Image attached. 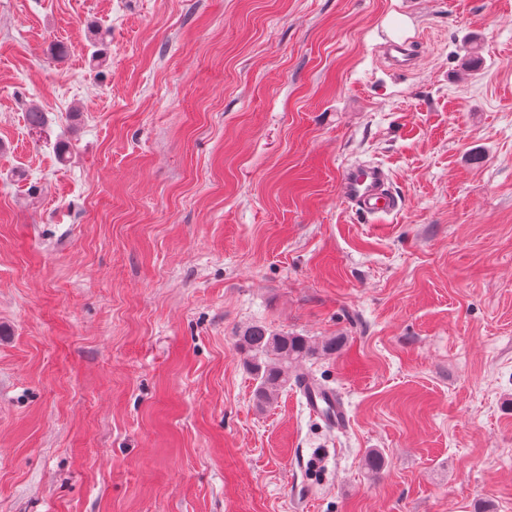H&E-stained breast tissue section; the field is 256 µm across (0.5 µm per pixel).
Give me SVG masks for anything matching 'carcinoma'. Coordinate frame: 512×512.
I'll use <instances>...</instances> for the list:
<instances>
[{"label":"carcinoma","instance_id":"1","mask_svg":"<svg viewBox=\"0 0 512 512\" xmlns=\"http://www.w3.org/2000/svg\"><path fill=\"white\" fill-rule=\"evenodd\" d=\"M236 342L247 355L248 366L257 382L254 400L260 409L277 402L280 392L293 377L298 362L320 353L334 355L342 348V340L338 337L314 346L302 336H290L260 324L242 327Z\"/></svg>","mask_w":512,"mask_h":512}]
</instances>
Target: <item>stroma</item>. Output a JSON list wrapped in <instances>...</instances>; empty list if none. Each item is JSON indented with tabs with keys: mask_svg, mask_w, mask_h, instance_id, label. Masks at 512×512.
Instances as JSON below:
<instances>
[{
	"mask_svg": "<svg viewBox=\"0 0 512 512\" xmlns=\"http://www.w3.org/2000/svg\"><path fill=\"white\" fill-rule=\"evenodd\" d=\"M0 512H512V0H0ZM385 53L394 68L407 70L414 64V55L407 40L386 42ZM342 199L355 211L366 215L393 214L401 201L386 184L383 170L373 165L346 169L340 178ZM236 337L238 348L248 357L257 382L256 406L264 409L277 402L280 392L293 377L296 364L317 354L334 355L342 348L341 338L332 337L314 346L302 336L276 332L260 324L242 327ZM301 388L306 405L313 414L336 426V428H343L348 424L342 402L336 393L309 381H303Z\"/></svg>",
	"mask_w": 512,
	"mask_h": 512,
	"instance_id": "35a3bbf8",
	"label": "stroma"
}]
</instances>
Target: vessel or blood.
Segmentation results:
<instances>
[{
  "instance_id": "1",
  "label": "vessel or blood",
  "mask_w": 512,
  "mask_h": 512,
  "mask_svg": "<svg viewBox=\"0 0 512 512\" xmlns=\"http://www.w3.org/2000/svg\"><path fill=\"white\" fill-rule=\"evenodd\" d=\"M385 53L394 68L406 70L414 64L408 41L386 42ZM340 193L353 210L366 215H390L401 206L399 197L387 186L383 170L373 165L346 169L340 178ZM302 391L313 414L339 428L347 425V415L336 393L308 381L303 382Z\"/></svg>"
}]
</instances>
